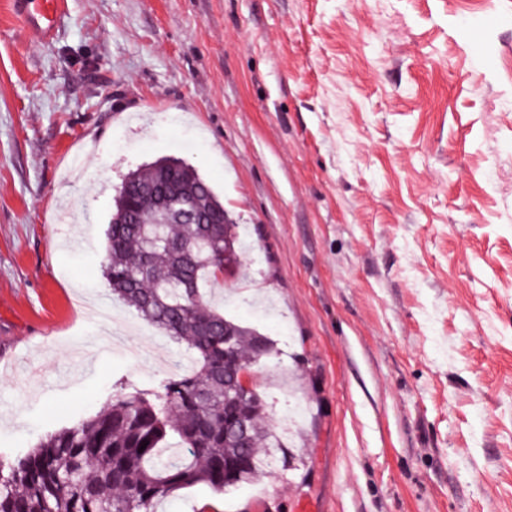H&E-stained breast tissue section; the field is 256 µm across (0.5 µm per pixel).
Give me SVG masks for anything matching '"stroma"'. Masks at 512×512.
Listing matches in <instances>:
<instances>
[{"label":"stroma","instance_id":"1","mask_svg":"<svg viewBox=\"0 0 512 512\" xmlns=\"http://www.w3.org/2000/svg\"><path fill=\"white\" fill-rule=\"evenodd\" d=\"M178 157L255 248L207 296L278 351L274 474L157 512H512V0H0V452L156 389L112 296L125 174ZM15 19L41 42L54 39L67 15L66 0H10Z\"/></svg>","mask_w":512,"mask_h":512}]
</instances>
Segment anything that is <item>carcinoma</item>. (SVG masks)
<instances>
[{"label":"carcinoma","mask_w":512,"mask_h":512,"mask_svg":"<svg viewBox=\"0 0 512 512\" xmlns=\"http://www.w3.org/2000/svg\"><path fill=\"white\" fill-rule=\"evenodd\" d=\"M238 228L213 186L177 158L126 174L106 231V280L116 299L185 342L192 365L155 390L126 385L22 457L0 456V512H156L180 489L222 493L262 472L276 441L267 403L232 387L239 369L274 356V343L203 297L219 266L240 272Z\"/></svg>","instance_id":"1"}]
</instances>
